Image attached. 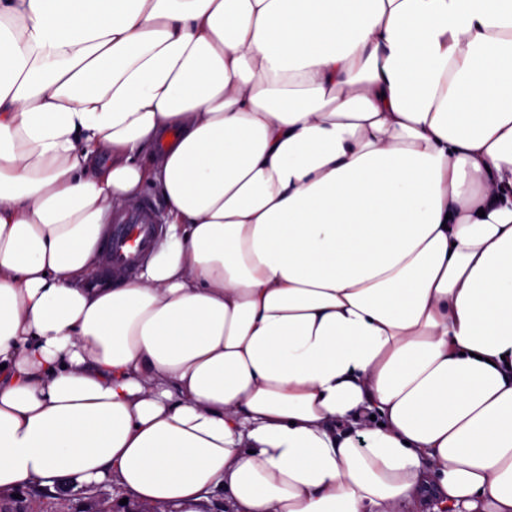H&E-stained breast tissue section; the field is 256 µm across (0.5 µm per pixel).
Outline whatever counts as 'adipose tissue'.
Instances as JSON below:
<instances>
[{"instance_id": "ef3b65f1", "label": "adipose tissue", "mask_w": 512, "mask_h": 512, "mask_svg": "<svg viewBox=\"0 0 512 512\" xmlns=\"http://www.w3.org/2000/svg\"><path fill=\"white\" fill-rule=\"evenodd\" d=\"M70 477L512 512V0H0V493ZM146 194L155 196L159 208L155 199ZM138 199L135 205L112 217V231L103 252L104 275L112 272L131 277L159 239L160 221L165 227L166 202L160 186L147 182L131 203Z\"/></svg>"}]
</instances>
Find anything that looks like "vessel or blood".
I'll use <instances>...</instances> for the list:
<instances>
[{"mask_svg":"<svg viewBox=\"0 0 512 512\" xmlns=\"http://www.w3.org/2000/svg\"><path fill=\"white\" fill-rule=\"evenodd\" d=\"M158 205L143 196L135 205L114 215L103 252V273L132 276L162 233Z\"/></svg>","mask_w":512,"mask_h":512,"instance_id":"vessel-or-blood-1","label":"vessel or blood"}]
</instances>
